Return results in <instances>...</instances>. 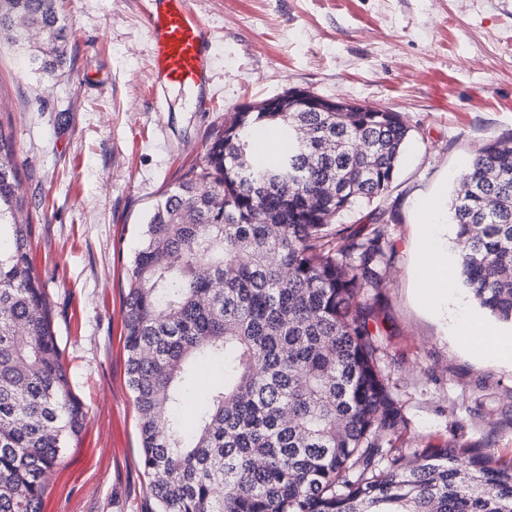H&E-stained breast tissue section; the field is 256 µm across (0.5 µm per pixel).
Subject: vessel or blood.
I'll list each match as a JSON object with an SVG mask.
<instances>
[{"instance_id": "obj_1", "label": "vessel or blood", "mask_w": 512, "mask_h": 512, "mask_svg": "<svg viewBox=\"0 0 512 512\" xmlns=\"http://www.w3.org/2000/svg\"><path fill=\"white\" fill-rule=\"evenodd\" d=\"M146 18L153 87L198 89L201 108H208L205 92L212 68L210 28L190 0H148Z\"/></svg>"}]
</instances>
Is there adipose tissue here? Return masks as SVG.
Segmentation results:
<instances>
[{"label":"adipose tissue","instance_id":"ef3b65f1","mask_svg":"<svg viewBox=\"0 0 512 512\" xmlns=\"http://www.w3.org/2000/svg\"><path fill=\"white\" fill-rule=\"evenodd\" d=\"M447 221L448 211L443 205L435 202L420 205L416 228L419 262L415 277L423 299L432 311L450 319L455 335L466 337L485 361H511L512 351L506 346L496 347L485 342V325L471 317L467 302L454 288V274L448 266V239L444 233Z\"/></svg>","mask_w":512,"mask_h":512}]
</instances>
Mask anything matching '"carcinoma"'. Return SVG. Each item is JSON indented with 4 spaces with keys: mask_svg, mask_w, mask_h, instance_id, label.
Returning a JSON list of instances; mask_svg holds the SVG:
<instances>
[{
    "mask_svg": "<svg viewBox=\"0 0 512 512\" xmlns=\"http://www.w3.org/2000/svg\"><path fill=\"white\" fill-rule=\"evenodd\" d=\"M55 2L0 0V34L47 76L68 38ZM299 94L278 96L285 112L238 108L144 224L123 318L154 512H512V466L454 446L401 450L405 417L361 301L389 261L384 212L335 223L389 195L409 128L373 107L311 112ZM259 132L288 150L266 161ZM12 156L0 129V512H43L86 414L19 219ZM455 184L462 284L512 323V139L481 149ZM212 371L188 425L196 381Z\"/></svg>",
    "mask_w": 512,
    "mask_h": 512,
    "instance_id": "obj_1",
    "label": "carcinoma"
}]
</instances>
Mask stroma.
<instances>
[{
    "mask_svg": "<svg viewBox=\"0 0 512 512\" xmlns=\"http://www.w3.org/2000/svg\"><path fill=\"white\" fill-rule=\"evenodd\" d=\"M71 61L47 77L0 48V125L72 390L87 416L44 512H151L126 382L123 296L149 211L236 109L292 88L401 113L385 212L389 262L367 291L407 450L456 445L512 465V363H487L416 295L414 220L484 146L512 136V0H191L215 31L209 111L154 93L144 0H57Z\"/></svg>",
    "mask_w": 512,
    "mask_h": 512,
    "instance_id": "obj_1",
    "label": "stroma"
}]
</instances>
